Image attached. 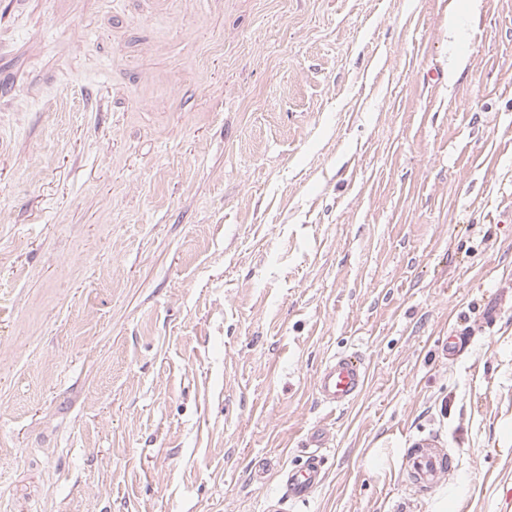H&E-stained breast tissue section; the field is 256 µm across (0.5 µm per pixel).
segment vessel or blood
<instances>
[{"instance_id": "vessel-or-blood-1", "label": "vessel or blood", "mask_w": 512, "mask_h": 512, "mask_svg": "<svg viewBox=\"0 0 512 512\" xmlns=\"http://www.w3.org/2000/svg\"><path fill=\"white\" fill-rule=\"evenodd\" d=\"M367 367L356 354H344L329 360L316 378L321 404L330 410L343 407L365 390ZM453 459L439 448H413L406 457V472L421 486L440 482L451 467ZM321 460L310 455L307 462L287 469L281 479L280 491L270 505V512H287L288 508L310 500L322 484Z\"/></svg>"}]
</instances>
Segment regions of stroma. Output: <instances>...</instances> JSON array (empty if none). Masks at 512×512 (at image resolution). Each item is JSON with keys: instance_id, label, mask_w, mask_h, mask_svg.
<instances>
[{"instance_id": "stroma-1", "label": "stroma", "mask_w": 512, "mask_h": 512, "mask_svg": "<svg viewBox=\"0 0 512 512\" xmlns=\"http://www.w3.org/2000/svg\"><path fill=\"white\" fill-rule=\"evenodd\" d=\"M317 431L293 512L512 489V0L10 5L0 512H268ZM368 382L367 367L355 353L337 355L329 360L316 378L320 403L329 410L341 408L355 400ZM453 459L440 448H410L406 457V472L422 487L440 482L451 467ZM323 479L321 460L317 455L312 454L304 464L284 472L280 492L273 497L269 511L282 512L298 503L309 501Z\"/></svg>"}]
</instances>
